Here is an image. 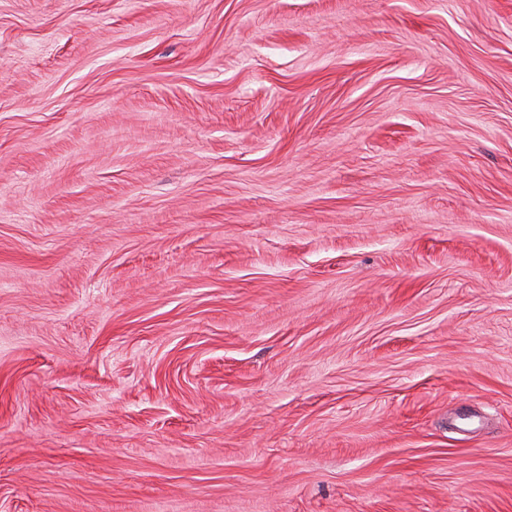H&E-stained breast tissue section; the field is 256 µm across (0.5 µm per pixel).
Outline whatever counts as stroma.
<instances>
[{"mask_svg": "<svg viewBox=\"0 0 512 512\" xmlns=\"http://www.w3.org/2000/svg\"><path fill=\"white\" fill-rule=\"evenodd\" d=\"M0 512H512V0H0Z\"/></svg>", "mask_w": 512, "mask_h": 512, "instance_id": "stroma-1", "label": "stroma"}]
</instances>
